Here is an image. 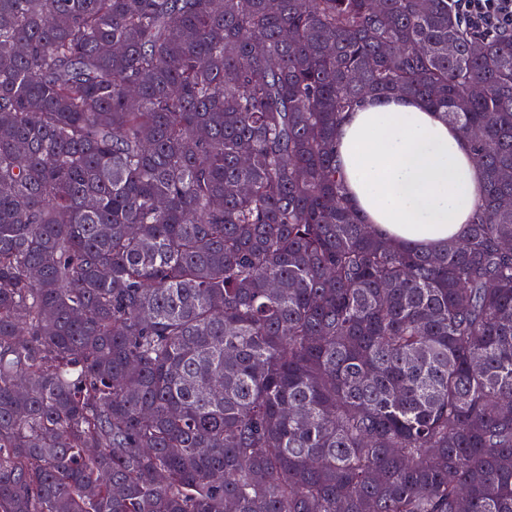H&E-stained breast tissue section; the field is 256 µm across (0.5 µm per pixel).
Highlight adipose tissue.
Wrapping results in <instances>:
<instances>
[{
  "label": "adipose tissue",
  "instance_id": "obj_1",
  "mask_svg": "<svg viewBox=\"0 0 512 512\" xmlns=\"http://www.w3.org/2000/svg\"><path fill=\"white\" fill-rule=\"evenodd\" d=\"M336 151L348 196L371 231L438 251L466 231L485 189L471 145L443 112L401 95L346 113Z\"/></svg>",
  "mask_w": 512,
  "mask_h": 512
}]
</instances>
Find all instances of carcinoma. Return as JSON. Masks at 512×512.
I'll list each match as a JSON object with an SVG mask.
<instances>
[{"instance_id":"cac0c4a2","label":"carcinoma","mask_w":512,"mask_h":512,"mask_svg":"<svg viewBox=\"0 0 512 512\" xmlns=\"http://www.w3.org/2000/svg\"><path fill=\"white\" fill-rule=\"evenodd\" d=\"M381 94L482 156L441 252L346 196ZM506 171L448 0H0V512H512Z\"/></svg>"}]
</instances>
